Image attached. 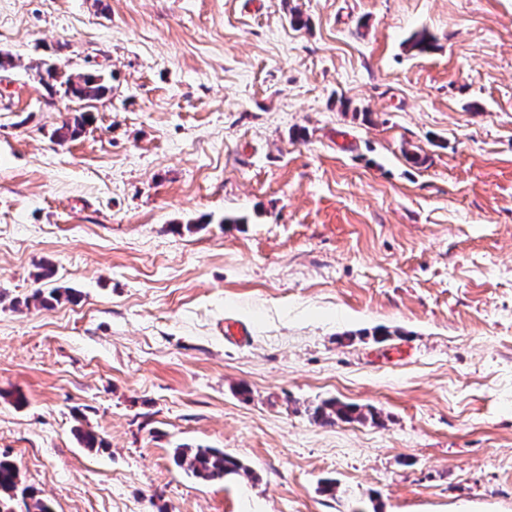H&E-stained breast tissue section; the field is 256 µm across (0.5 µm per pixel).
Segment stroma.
<instances>
[{
	"label": "stroma",
	"mask_w": 512,
	"mask_h": 512,
	"mask_svg": "<svg viewBox=\"0 0 512 512\" xmlns=\"http://www.w3.org/2000/svg\"><path fill=\"white\" fill-rule=\"evenodd\" d=\"M0 52L23 486L53 512H512V0H0ZM56 287L78 301L31 302ZM329 399L379 421L314 423ZM182 446L252 475L189 476ZM63 84L66 86L65 93L79 100H99L111 91L107 79L98 72L68 76Z\"/></svg>",
	"instance_id": "1"
}]
</instances>
